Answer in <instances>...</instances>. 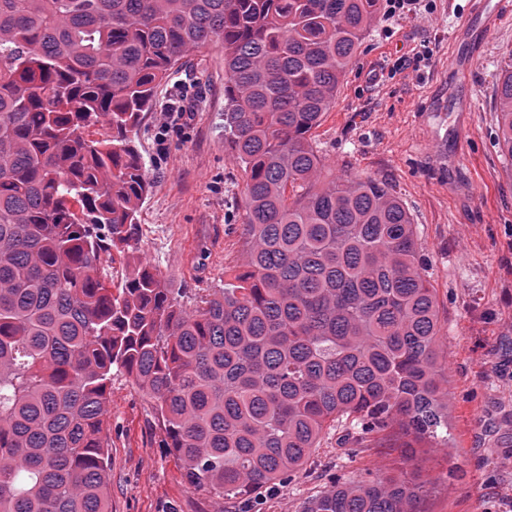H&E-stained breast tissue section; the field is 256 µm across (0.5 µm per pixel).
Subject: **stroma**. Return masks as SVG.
I'll return each instance as SVG.
<instances>
[{
	"label": "stroma",
	"instance_id": "stroma-1",
	"mask_svg": "<svg viewBox=\"0 0 512 512\" xmlns=\"http://www.w3.org/2000/svg\"><path fill=\"white\" fill-rule=\"evenodd\" d=\"M419 18L382 17L315 142L330 175L385 180L405 202L430 263L446 336L448 456L400 458L398 431L372 436L346 467L328 439L290 488L252 512H300L333 474L401 466L436 479L424 512H512V160L496 142L497 66L512 24L460 31L469 0H433ZM182 101L187 124L159 152L157 112L138 133L151 192L139 222L144 257L171 288H220L242 252L246 175L224 142V46L188 56L160 90ZM475 111H465L466 101ZM110 512H236L190 486L167 449L151 400L112 380L108 405Z\"/></svg>",
	"mask_w": 512,
	"mask_h": 512
}]
</instances>
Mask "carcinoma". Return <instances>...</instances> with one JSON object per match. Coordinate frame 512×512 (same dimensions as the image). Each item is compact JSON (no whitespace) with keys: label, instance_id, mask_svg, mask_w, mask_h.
Listing matches in <instances>:
<instances>
[{"label":"carcinoma","instance_id":"1","mask_svg":"<svg viewBox=\"0 0 512 512\" xmlns=\"http://www.w3.org/2000/svg\"><path fill=\"white\" fill-rule=\"evenodd\" d=\"M381 0H0V512H108L107 405L149 396L187 482L248 508L330 435L445 449L443 325L391 186L323 180L313 130ZM224 44L245 248L193 306L140 257L135 142L188 55ZM512 159V50L495 88ZM107 130L92 138L89 129ZM125 263L112 287L108 269ZM421 475L336 478L302 512H421Z\"/></svg>","mask_w":512,"mask_h":512}]
</instances>
